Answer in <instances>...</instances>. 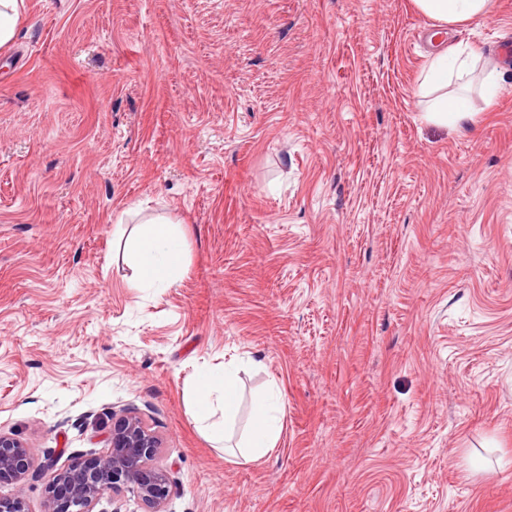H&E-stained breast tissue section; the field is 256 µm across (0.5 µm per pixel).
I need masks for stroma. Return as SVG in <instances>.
Segmentation results:
<instances>
[{
    "mask_svg": "<svg viewBox=\"0 0 512 512\" xmlns=\"http://www.w3.org/2000/svg\"><path fill=\"white\" fill-rule=\"evenodd\" d=\"M0 55V431L34 464L103 450L134 408L167 512H512V66L478 124L423 117L412 0H25ZM494 55L512 0L440 34ZM163 215L179 282L131 287ZM235 364L214 447L186 394ZM185 258V241L169 218L150 217L132 228L128 265L135 288H171L182 276ZM282 414L281 397L275 389H270L253 400L251 424L241 443L236 445L246 460L261 458L276 446Z\"/></svg>",
    "mask_w": 512,
    "mask_h": 512,
    "instance_id": "obj_1",
    "label": "stroma"
}]
</instances>
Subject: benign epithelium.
I'll list each match as a JSON object with an SVG mask.
<instances>
[{
	"label": "benign epithelium",
	"instance_id": "7a95c632",
	"mask_svg": "<svg viewBox=\"0 0 512 512\" xmlns=\"http://www.w3.org/2000/svg\"><path fill=\"white\" fill-rule=\"evenodd\" d=\"M162 444L134 411L112 414L107 447L97 456H77L66 467L58 468L49 459L42 467L48 474L43 512H94L101 501L114 506L110 494L130 488L149 508L166 512L173 478L160 462ZM33 453L19 439L0 432V485L24 481L30 474Z\"/></svg>",
	"mask_w": 512,
	"mask_h": 512
}]
</instances>
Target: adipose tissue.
<instances>
[{"instance_id":"ef3b65f1","label":"adipose tissue","mask_w":512,"mask_h":512,"mask_svg":"<svg viewBox=\"0 0 512 512\" xmlns=\"http://www.w3.org/2000/svg\"><path fill=\"white\" fill-rule=\"evenodd\" d=\"M427 19L451 28L489 16L495 0H414ZM496 64L454 45L432 56L419 83L418 93L427 98L426 118L431 123L460 126L475 123L476 109L470 102L468 78L477 69L494 70ZM456 75L461 86L448 92V77ZM186 258L185 241L176 224L155 216L135 225L129 237L131 281L137 288H169L180 279ZM197 422L219 446L231 438L239 406L238 380L232 370L199 373L188 392ZM281 397L271 389L253 401V417L239 450L248 460L265 456L275 447L281 430Z\"/></svg>"}]
</instances>
